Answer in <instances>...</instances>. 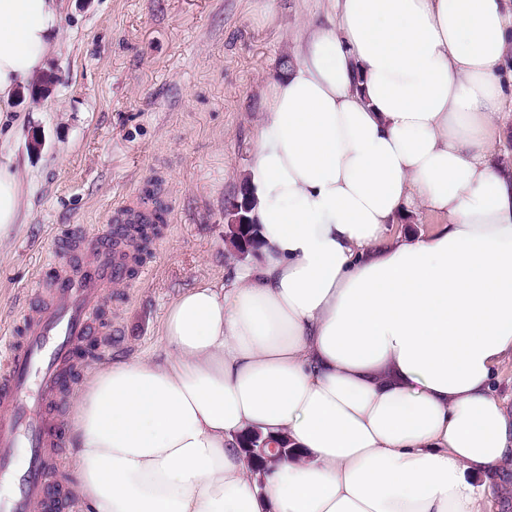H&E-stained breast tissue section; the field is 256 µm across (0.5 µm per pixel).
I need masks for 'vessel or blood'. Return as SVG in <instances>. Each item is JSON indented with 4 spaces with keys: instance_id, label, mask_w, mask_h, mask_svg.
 I'll return each mask as SVG.
<instances>
[{
    "instance_id": "1",
    "label": "vessel or blood",
    "mask_w": 512,
    "mask_h": 512,
    "mask_svg": "<svg viewBox=\"0 0 512 512\" xmlns=\"http://www.w3.org/2000/svg\"><path fill=\"white\" fill-rule=\"evenodd\" d=\"M156 221L155 211L134 194L108 211L96 234L76 233L68 246L54 249L49 285L36 290L39 306L0 338V462L15 448L29 450L28 467L4 512H29L36 501L52 508L63 494V487L48 485L46 470L51 464L60 472L66 468L53 450L66 433L59 411L76 382L74 351L88 336L112 333L98 321L108 288L128 278L134 264L135 246L123 237L124 225ZM92 238L102 241V248L74 269L71 249Z\"/></svg>"
}]
</instances>
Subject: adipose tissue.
<instances>
[{
  "label": "adipose tissue",
  "mask_w": 512,
  "mask_h": 512,
  "mask_svg": "<svg viewBox=\"0 0 512 512\" xmlns=\"http://www.w3.org/2000/svg\"><path fill=\"white\" fill-rule=\"evenodd\" d=\"M334 7L264 94L259 262L181 293L166 359L75 402L84 512H478L512 457V0ZM62 23L61 0H0V112ZM23 198L0 161V239ZM420 207L436 230L388 236ZM249 432L290 455L251 471ZM492 389L501 400L504 411L512 418V360L505 359L495 368Z\"/></svg>",
  "instance_id": "adipose-tissue-1"
}]
</instances>
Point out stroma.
I'll list each match as a JSON object with an SVG mask.
<instances>
[{"mask_svg":"<svg viewBox=\"0 0 512 512\" xmlns=\"http://www.w3.org/2000/svg\"><path fill=\"white\" fill-rule=\"evenodd\" d=\"M54 78L39 100L0 116L26 195L0 241V335L20 318L47 259L79 229L140 190L172 219L142 255L146 274L115 284L112 334L77 389L121 360L162 361L164 316L181 291L246 265L226 239L224 204L241 183L262 92L293 60L330 0H65ZM40 148H32V140Z\"/></svg>","mask_w":512,"mask_h":512,"instance_id":"stroma-1","label":"stroma"}]
</instances>
